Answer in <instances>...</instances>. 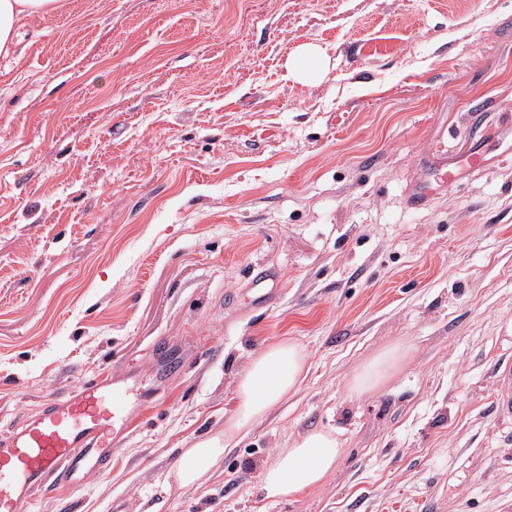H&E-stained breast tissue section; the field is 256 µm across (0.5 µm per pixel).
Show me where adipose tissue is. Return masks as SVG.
Here are the masks:
<instances>
[{
    "label": "adipose tissue",
    "mask_w": 512,
    "mask_h": 512,
    "mask_svg": "<svg viewBox=\"0 0 512 512\" xmlns=\"http://www.w3.org/2000/svg\"><path fill=\"white\" fill-rule=\"evenodd\" d=\"M58 7V0H0V54L14 53L25 19L48 14ZM407 355V349L398 345L385 349L352 375L350 391L361 395L374 390ZM305 365V355L296 344L279 342L262 348L237 377V406L226 419L223 433L204 437L185 449L175 469L177 482L191 486L210 478L218 470L225 448L296 389ZM341 455L342 444L337 436L310 432L264 467L262 488L267 498L277 499L319 487Z\"/></svg>",
    "instance_id": "adipose-tissue-1"
}]
</instances>
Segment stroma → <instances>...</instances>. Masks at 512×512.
<instances>
[{
    "label": "stroma",
    "mask_w": 512,
    "mask_h": 512,
    "mask_svg": "<svg viewBox=\"0 0 512 512\" xmlns=\"http://www.w3.org/2000/svg\"><path fill=\"white\" fill-rule=\"evenodd\" d=\"M277 342L298 390L179 487ZM511 366L512 0H63L0 55V437L95 375L153 393L106 473L27 512H512ZM314 430L334 472L265 498ZM408 352V349H404L399 345L382 351L352 375L349 381L350 391L354 394L362 395L377 388L382 384L388 372L398 362L407 357ZM500 388L496 396V409L500 417L512 419V371L500 375Z\"/></svg>",
    "instance_id": "35a3bbf8"
}]
</instances>
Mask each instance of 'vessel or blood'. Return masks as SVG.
Masks as SVG:
<instances>
[{"label": "vessel or blood", "mask_w": 512, "mask_h": 512, "mask_svg": "<svg viewBox=\"0 0 512 512\" xmlns=\"http://www.w3.org/2000/svg\"><path fill=\"white\" fill-rule=\"evenodd\" d=\"M496 409L512 419V371L500 376ZM149 389L100 375L43 401L0 438V512H24L37 491L53 484L79 487L104 473L116 442L127 437Z\"/></svg>", "instance_id": "obj_1"}]
</instances>
